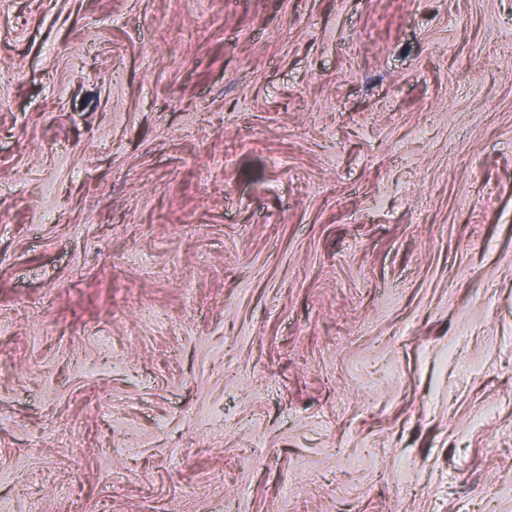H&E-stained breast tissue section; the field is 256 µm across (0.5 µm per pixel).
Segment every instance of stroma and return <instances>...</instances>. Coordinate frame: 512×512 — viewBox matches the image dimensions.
Masks as SVG:
<instances>
[{"mask_svg": "<svg viewBox=\"0 0 512 512\" xmlns=\"http://www.w3.org/2000/svg\"><path fill=\"white\" fill-rule=\"evenodd\" d=\"M10 512H512V0H0Z\"/></svg>", "mask_w": 512, "mask_h": 512, "instance_id": "35a3bbf8", "label": "stroma"}]
</instances>
